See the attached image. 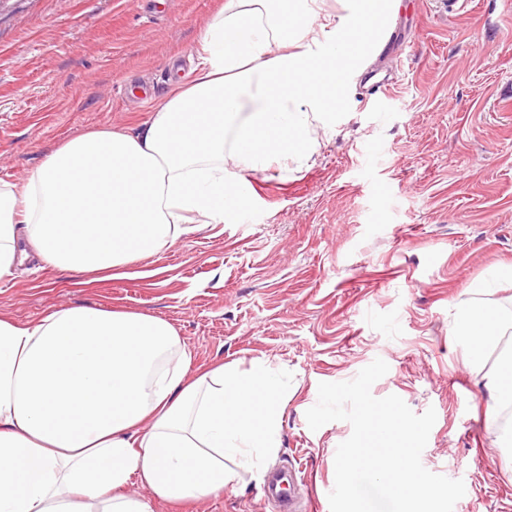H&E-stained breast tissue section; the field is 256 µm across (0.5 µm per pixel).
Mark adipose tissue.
Here are the masks:
<instances>
[{
  "label": "adipose tissue",
  "instance_id": "obj_1",
  "mask_svg": "<svg viewBox=\"0 0 512 512\" xmlns=\"http://www.w3.org/2000/svg\"><path fill=\"white\" fill-rule=\"evenodd\" d=\"M224 0L198 77L133 132L94 130L0 180V278L29 255L87 276L135 265L237 215L244 173L311 159L348 82L388 36L399 0ZM512 313L459 307L452 334L512 407ZM166 320L69 306L0 315V512H150L149 498L223 493L279 446L288 388L276 368L219 364L188 378ZM148 497L127 493L128 485Z\"/></svg>",
  "mask_w": 512,
  "mask_h": 512
}]
</instances>
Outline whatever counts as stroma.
I'll use <instances>...</instances> for the list:
<instances>
[{
    "instance_id": "obj_1",
    "label": "stroma",
    "mask_w": 512,
    "mask_h": 512,
    "mask_svg": "<svg viewBox=\"0 0 512 512\" xmlns=\"http://www.w3.org/2000/svg\"><path fill=\"white\" fill-rule=\"evenodd\" d=\"M224 0H0V179H22L64 140L131 129L175 78L192 81L199 36ZM389 94L373 93L376 82ZM305 164L245 175L240 217L96 277L29 258L0 279V315L33 321L92 305L163 318L197 375L216 362L279 366L289 383L280 446L218 496L152 500V512H274L265 475L296 468L312 512H330L338 445L311 430L318 386L374 359L371 392L435 409L423 466L468 470L458 512H512V409L485 388L499 353L471 367L451 328L459 305L512 311V9L503 0H401L379 55Z\"/></svg>"
}]
</instances>
